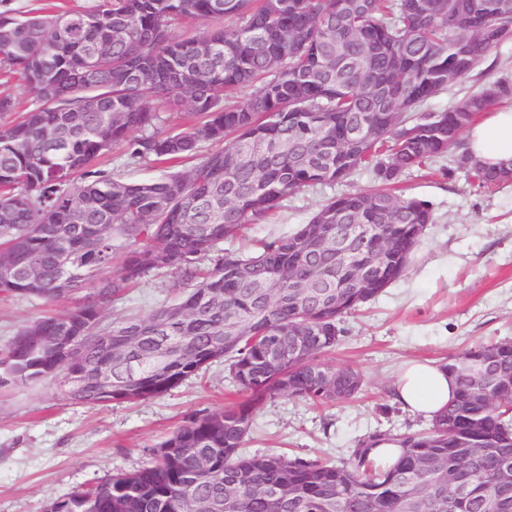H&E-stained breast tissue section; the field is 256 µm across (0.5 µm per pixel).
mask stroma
Listing matches in <instances>:
<instances>
[{
  "mask_svg": "<svg viewBox=\"0 0 512 512\" xmlns=\"http://www.w3.org/2000/svg\"><path fill=\"white\" fill-rule=\"evenodd\" d=\"M502 77L512 80V40L490 50L472 73L428 101L425 109L446 110ZM466 149L459 144L446 157L399 178L406 193L430 203L435 222L405 276L341 323L333 360L363 374L361 394L325 408L275 397L255 417L245 443L248 453L285 452L339 462L366 434L427 429V419L404 411L391 396L402 365L413 359L443 362L477 343L512 336V182L492 189L473 185L456 164ZM373 186L370 176L356 174L344 185L298 193L271 223L245 230L240 244L246 248L253 240L293 232L325 198ZM182 290L176 275H147L113 303L111 314L148 315ZM90 293L85 287L55 302L0 298V350L24 325L65 314ZM238 399L220 361L138 403L76 404L58 378L0 392V512H47L51 503L74 491L146 467L153 446L186 418Z\"/></svg>",
  "mask_w": 512,
  "mask_h": 512,
  "instance_id": "stroma-1",
  "label": "stroma"
}]
</instances>
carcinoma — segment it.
I'll return each mask as SVG.
<instances>
[{
	"label": "carcinoma",
	"mask_w": 512,
	"mask_h": 512,
	"mask_svg": "<svg viewBox=\"0 0 512 512\" xmlns=\"http://www.w3.org/2000/svg\"><path fill=\"white\" fill-rule=\"evenodd\" d=\"M237 19L233 27L224 18ZM183 27L180 34L175 27ZM512 39V0H98L87 10L0 12V67L35 94L15 115L0 98V296L91 299L22 327L0 353V389L62 376L90 407L158 397L210 363L228 362L244 400L189 418L153 463L58 500L49 512H512L495 487L512 473V339L448 359L457 390L426 432L358 440L339 464L249 455L256 414L283 394L320 404L353 399L361 372L328 355L341 318L403 277L430 204L396 193L399 176L442 158L491 106L502 78L460 105L393 129ZM247 92L241 105L232 93ZM188 109L191 124L162 129ZM224 144L198 157L201 143ZM164 164L128 182L97 167ZM368 171L377 182L324 200L289 234L251 250L216 251L266 224L300 191ZM480 188L498 169L466 170ZM376 224L387 260L353 292L328 267L309 287L289 272L316 261L307 230ZM149 270L189 287L146 316L107 320ZM112 337V347L94 340ZM104 369L112 389L93 381ZM402 447L391 466L372 447ZM193 495H183L186 486Z\"/></svg>",
	"instance_id": "1"
}]
</instances>
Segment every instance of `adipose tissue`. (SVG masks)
Here are the masks:
<instances>
[{
  "label": "adipose tissue",
  "mask_w": 512,
  "mask_h": 512,
  "mask_svg": "<svg viewBox=\"0 0 512 512\" xmlns=\"http://www.w3.org/2000/svg\"><path fill=\"white\" fill-rule=\"evenodd\" d=\"M469 150L488 166L512 167V108L489 113L469 132ZM455 392L448 372L428 361H411L402 368L394 399L411 413L435 418Z\"/></svg>",
  "instance_id": "adipose-tissue-1"
}]
</instances>
